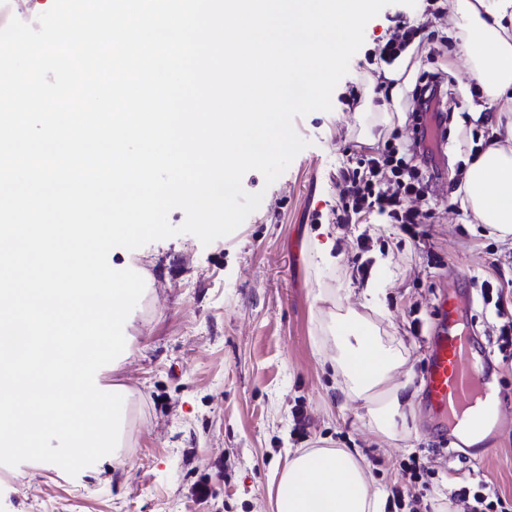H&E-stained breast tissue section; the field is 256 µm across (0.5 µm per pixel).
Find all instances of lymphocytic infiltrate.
Listing matches in <instances>:
<instances>
[{
    "label": "lymphocytic infiltrate",
    "instance_id": "1",
    "mask_svg": "<svg viewBox=\"0 0 512 512\" xmlns=\"http://www.w3.org/2000/svg\"><path fill=\"white\" fill-rule=\"evenodd\" d=\"M394 20V32L379 37L371 61L392 65L415 38L425 33V24L410 23L399 14ZM444 86L445 78L439 72L420 79L408 98L414 120L439 111ZM425 140V131L419 129L409 145L400 147L389 140L380 149L358 152L355 167L345 177L347 186L338 198L337 222L345 223L350 214L362 212L385 217L412 240L428 238L426 226L431 223L434 210L410 203L414 197L426 198L429 183L437 177L428 166L430 150Z\"/></svg>",
    "mask_w": 512,
    "mask_h": 512
}]
</instances>
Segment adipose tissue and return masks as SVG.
<instances>
[{
  "instance_id": "ef3b65f1",
  "label": "adipose tissue",
  "mask_w": 512,
  "mask_h": 512,
  "mask_svg": "<svg viewBox=\"0 0 512 512\" xmlns=\"http://www.w3.org/2000/svg\"><path fill=\"white\" fill-rule=\"evenodd\" d=\"M448 24L461 37L469 78L482 90L478 110H495L491 141L466 167L464 201L480 223L500 238L512 237V0H451ZM342 354L333 364L350 399L363 403L376 428L395 433L394 419L412 403L397 375L406 363L396 348L384 347L359 314L340 322ZM383 493L374 488L360 453L311 448L292 456L278 489L277 512H383Z\"/></svg>"
}]
</instances>
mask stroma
Here are the masks:
<instances>
[{
	"instance_id": "obj_1",
	"label": "stroma",
	"mask_w": 512,
	"mask_h": 512,
	"mask_svg": "<svg viewBox=\"0 0 512 512\" xmlns=\"http://www.w3.org/2000/svg\"><path fill=\"white\" fill-rule=\"evenodd\" d=\"M394 11L386 6L367 23L331 111L295 118L307 146L285 172L271 184L259 171L244 175L245 191L263 199L236 231L207 246L185 233L110 252L113 268L133 269L145 281L124 324L128 355L100 370L124 395L120 446L81 486L50 463L0 465V512H274L286 449L321 447L358 449L386 492L407 484L401 463L420 454L434 478L487 483L512 512V360L498 351L506 320L480 288L487 277L512 282V239L478 223L458 186L467 160L487 142L485 122L469 108L481 89L442 16L429 18L427 29L447 34V49L430 38L413 43L394 81L375 88L368 55L375 37L391 29ZM437 70L448 75L449 113L432 144L441 180L430 196L441 205L429 238L415 242L378 217L336 223L332 209L354 152L369 138L378 146L407 141L413 120L406 94L420 73ZM353 90L374 96L379 111L344 103ZM361 236L369 240L364 251ZM319 242L331 246L333 265L320 262ZM364 267L385 290L380 310L368 317L383 342L406 356L414 393L391 438L344 394L329 362L336 354L331 328L359 307ZM464 272L472 281L474 332L503 401L491 450L480 460L448 442L425 403L436 303ZM200 485L206 498L196 494Z\"/></svg>"
}]
</instances>
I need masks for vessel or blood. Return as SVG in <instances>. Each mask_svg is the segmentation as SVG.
Segmentation results:
<instances>
[{"mask_svg":"<svg viewBox=\"0 0 512 512\" xmlns=\"http://www.w3.org/2000/svg\"><path fill=\"white\" fill-rule=\"evenodd\" d=\"M439 313L440 331L432 341L426 376L429 407L450 432H486L498 421L500 394L475 355L468 306L452 289Z\"/></svg>","mask_w":512,"mask_h":512,"instance_id":"1","label":"vessel or blood"}]
</instances>
